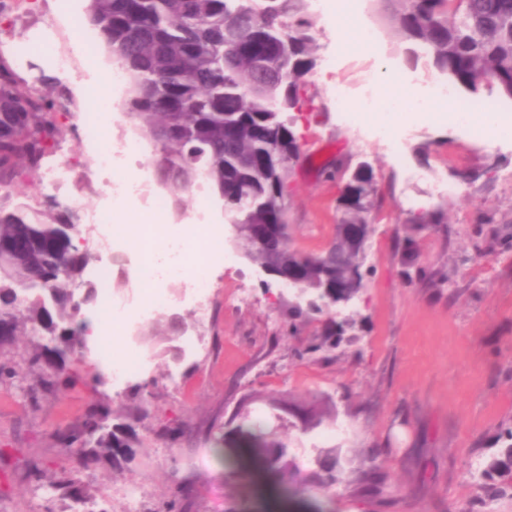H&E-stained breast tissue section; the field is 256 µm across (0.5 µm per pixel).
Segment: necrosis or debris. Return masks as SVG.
I'll return each mask as SVG.
<instances>
[{
  "label": "necrosis or debris",
  "mask_w": 512,
  "mask_h": 512,
  "mask_svg": "<svg viewBox=\"0 0 512 512\" xmlns=\"http://www.w3.org/2000/svg\"><path fill=\"white\" fill-rule=\"evenodd\" d=\"M110 101H102L91 113L84 126V136L95 148L91 173L76 172L65 162L52 165L48 178L54 184L74 186L75 200L92 192L96 185H103L104 194L100 206L92 210L88 218L97 225L101 238L106 244L123 242L124 233L118 231L113 217L118 210L134 205L148 209L155 219H166L170 207L160 196H151L146 181L136 169V163L145 150L144 142L135 136L112 137L102 128V115L110 109ZM155 227H142L141 245L148 257L138 268L140 298L136 303L126 304L115 300L109 284L108 269H99L97 276L101 287L102 314L105 323H118L123 328H133L152 320L155 315L171 306L172 295L167 287L170 283L182 282L196 301H204L212 288V282L203 267L188 260L190 253L222 262L226 256L215 245L210 229L188 235L174 234L163 243H156Z\"/></svg>",
  "instance_id": "obj_1"
}]
</instances>
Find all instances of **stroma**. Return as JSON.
<instances>
[{"label": "stroma", "mask_w": 512, "mask_h": 512, "mask_svg": "<svg viewBox=\"0 0 512 512\" xmlns=\"http://www.w3.org/2000/svg\"><path fill=\"white\" fill-rule=\"evenodd\" d=\"M86 7L87 0H71L61 18L56 0H14L0 13V47L17 75L27 84L64 91L70 102L65 133L48 164L64 160L80 171L93 158L80 120L88 110L82 71L93 57L103 69L113 65L102 44L86 49L72 30ZM361 17L379 31L382 54L353 42L337 47L335 29L325 17L313 18L319 49L310 81L318 109L295 115L304 157L285 191L293 247L317 251L334 234L337 162L372 166L384 200L367 244L359 299L296 317L295 299L281 281L231 241L223 205L208 190L191 189L183 207L170 211L169 223L190 224L197 203L205 202L207 221L229 257L208 266L212 294L204 317H195L196 302L181 285L170 287L184 336L198 339L199 349L176 363L168 349L181 346L184 336L125 337L128 350L143 360L136 374L93 388L61 382L35 409L25 396L34 373L21 370L13 387L0 386V512H72L62 492L44 499L16 475L33 457L54 469L68 464L60 435L96 401L116 414L144 412L136 425L142 445L135 462L122 470L100 467L87 477L102 512H125L132 485L140 491L139 512H152L175 493L188 499V512H475L483 495L479 472L501 453L503 433L512 427V139L479 140L453 120L406 115L395 149L373 132L379 115L346 123L336 109L335 86L346 88L356 108L365 94L378 98L385 91L382 82L367 83L366 75L402 68L406 95L420 98L435 79L426 60H409L405 43L373 0ZM48 33L72 57L73 69L58 70L31 52ZM492 162L493 179L481 177L483 165ZM437 181L462 191L436 195ZM15 197L46 212L57 203L72 204L73 190L49 186L39 176L17 186ZM419 206L441 210L446 221L409 242L402 224L407 211ZM486 215L493 223L481 224ZM409 254L424 279H404L402 259ZM435 272L449 285L431 282ZM346 319L354 322L353 343L309 352L317 332ZM247 392L329 402L335 422L305 434L289 430L288 441L294 467L304 474L314 469L317 449H335L341 482L287 497L250 467L225 481L224 453L236 446L228 419ZM370 454L385 481L380 497L356 480Z\"/></svg>", "instance_id": "35a3bbf8"}]
</instances>
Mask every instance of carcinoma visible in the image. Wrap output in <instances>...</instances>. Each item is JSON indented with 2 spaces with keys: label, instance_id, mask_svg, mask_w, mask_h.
I'll use <instances>...</instances> for the list:
<instances>
[{
  "label": "carcinoma",
  "instance_id": "1",
  "mask_svg": "<svg viewBox=\"0 0 512 512\" xmlns=\"http://www.w3.org/2000/svg\"><path fill=\"white\" fill-rule=\"evenodd\" d=\"M393 34L410 43L412 58L424 55L437 73L465 93L460 102L481 100L483 90L512 101V0H375ZM85 25L101 38L127 81L125 107L137 127L159 149L150 165L157 184L176 209L195 185L238 197L224 202L225 214L240 225L236 241L249 259L288 274V262L304 265L302 287L317 288L337 276L350 279L355 293L364 287L367 242L342 240L335 227L332 252H302L286 241L257 242L250 233L268 213L285 207L288 177L286 112H317V92L308 76L316 67L317 38L309 0H88ZM180 90L170 105L165 88ZM64 98L23 82L0 54V321L13 334L40 328L59 343L56 364H45L40 344L25 358L37 376L27 392L36 406L40 395L63 377H76L72 360L86 340L85 308L68 296L83 279L91 259L75 245L80 234L68 208L42 214L13 199L11 188L39 173L45 157L64 134L59 114ZM348 220L367 222L381 207L372 167H355L353 184L338 196ZM438 212L410 209L408 238L431 224ZM348 321L325 330L316 352L340 345ZM252 393L244 394L228 423L256 469L300 487L309 481L332 487L340 480L336 449H318L317 468L292 474L286 425L308 432L330 416L328 405L276 402L273 414L254 413ZM112 414L93 407L64 436L73 466L46 480L48 464L29 459L18 479L49 495L64 490L81 500L88 487L80 473L103 463L121 467L134 461L141 440L134 415L111 422ZM483 488L491 496L512 486V443L486 463Z\"/></svg>",
  "mask_w": 512,
  "mask_h": 512
}]
</instances>
